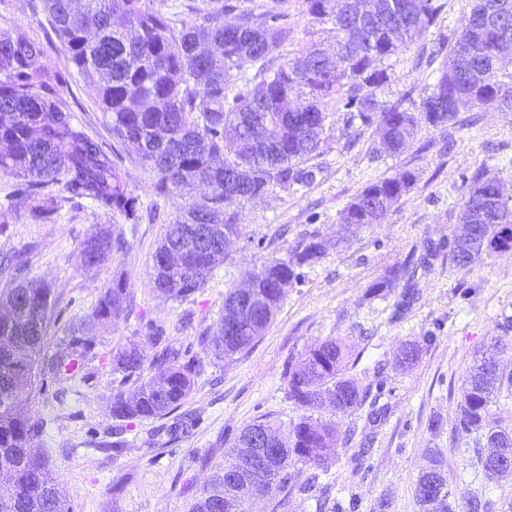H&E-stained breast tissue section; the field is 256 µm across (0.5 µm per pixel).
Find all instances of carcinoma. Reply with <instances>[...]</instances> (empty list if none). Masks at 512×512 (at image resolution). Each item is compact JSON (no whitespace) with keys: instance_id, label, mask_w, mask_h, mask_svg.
<instances>
[{"instance_id":"cac0c4a2","label":"carcinoma","mask_w":512,"mask_h":512,"mask_svg":"<svg viewBox=\"0 0 512 512\" xmlns=\"http://www.w3.org/2000/svg\"><path fill=\"white\" fill-rule=\"evenodd\" d=\"M195 19L185 20L153 6V0H43L53 31L82 76L113 135L139 147L152 175L158 199L183 196L197 185L209 193L193 200L167 225L153 254L152 291L180 300L203 291L215 269L227 259L224 228L242 234L238 214L226 203L248 201L275 187L297 190L310 186L316 172L309 166L320 148L325 103L336 99L345 124L358 135L372 126L389 153L400 154L415 139L419 123L438 128L456 119L460 106L483 107L496 100L512 109V74L505 76L499 57L512 46V0H470L460 25L432 42L428 63L442 58L433 82L418 107L404 100H381L394 75L397 59L437 25V0H375L374 11L362 0H308L309 12L337 32L336 62L310 47L276 65L290 31L283 16H255L242 11L235 21L231 0H202ZM220 45L214 53L209 46ZM41 43L24 32L0 26V173L21 181L16 196L41 200L42 218L58 214L61 191L89 201L91 208L116 213L135 225L143 219L138 196L128 188L121 168L91 138L69 109L52 96L58 77L44 62ZM258 68L261 80L242 75ZM466 188L458 224L448 239L429 252L448 251V259L465 268L475 257L512 254V200L501 195L499 181L482 164L461 175ZM419 180L414 170L366 184L339 211L341 240L368 224H381L410 194ZM127 248L123 235L101 229L79 243L83 264L94 270ZM326 245L305 233L286 258L262 265L251 294L253 307L241 320L236 307L244 300L239 289L224 295V314L214 330L200 336L202 349L216 359L249 349L269 328L286 289L300 278L298 269L317 261ZM418 264L409 258L392 267L384 282H402L410 289ZM52 308L51 288L29 276L28 259L15 258L9 288L0 294V512H72L69 495L49 479L42 455L32 442L43 423L26 412L36 380L51 374L65 383L83 370L89 345L75 340L46 359L42 355ZM134 300L120 276L99 296L90 314L92 324L107 326L133 312ZM159 325L149 336L159 348L148 381L112 396V418L123 422L162 419L180 409L193 386L195 369L186 353L174 347ZM488 349L493 357L474 360L466 370L457 404L455 431L481 433L480 462L498 478L512 471L497 468L499 450L512 448V430L495 425V391L512 384L495 356L512 350V339L496 336ZM423 348L406 341L399 363L411 371ZM358 358L339 339L329 338L288 362L287 394L303 414L289 423L257 421L245 427L224 462L214 467L191 512H224V493L249 476L255 496L297 491L316 501L319 512L336 509L319 477L328 474L326 450L339 439L335 419L393 392L386 388L382 365L374 382L363 386L350 375ZM112 369L126 377H142L143 349L136 341L117 348ZM273 429L277 456L264 470L243 469L256 449L247 435ZM444 478L437 451L415 481L422 512H488L478 497L450 501L451 492L428 498L429 477Z\"/></svg>"}]
</instances>
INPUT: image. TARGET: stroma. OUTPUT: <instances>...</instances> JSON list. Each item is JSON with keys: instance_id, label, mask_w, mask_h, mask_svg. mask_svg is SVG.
Segmentation results:
<instances>
[{"instance_id": "stroma-1", "label": "stroma", "mask_w": 512, "mask_h": 512, "mask_svg": "<svg viewBox=\"0 0 512 512\" xmlns=\"http://www.w3.org/2000/svg\"><path fill=\"white\" fill-rule=\"evenodd\" d=\"M242 10L284 15L291 37L282 48L291 55L317 44L334 53L336 30L315 21L306 0H236ZM0 24L18 28L43 44L48 68L56 72V97L80 117L88 135L117 154L129 188L151 203V175L136 148L112 134L82 77L59 43L41 0H0ZM429 69L417 50L402 55L394 81L383 97L409 94L421 100ZM324 142L312 157L320 172L310 187L275 188L251 201L233 202L242 236L232 254L214 272L202 292L183 300L165 299L151 290L152 256L167 224L187 205L172 196L155 221H142L128 249L114 253L97 270L85 269L79 244L105 226L128 230L123 216L91 209L75 198L63 202L54 222L42 220L33 203L17 201V180L0 174V290L8 282L12 257L28 251L30 275L52 290L45 355L72 339L89 340L81 375L61 384L41 377L28 401L31 418L45 425L36 444L49 476L70 495L72 512H188L213 467L223 461L242 429L261 419L282 422L299 409L286 395L288 362L328 338H339L359 353L355 377L375 361L393 393L388 419L376 430L366 425V409L341 417L348 442L331 450V497L356 502L355 512H376V500L388 495L391 512H419L414 481L430 449H438L451 495L473 496L490 504L489 512H512V484L489 476L478 459V435L454 436L462 381L477 351L501 335L512 318V255L482 258L458 268L447 256L419 270L415 304L394 319L400 284L380 287L391 267L422 254L428 242L446 239L458 222L465 189L461 174L487 164L505 196L512 197V111L465 107L453 125L419 130L398 155L385 152L375 130L352 138L335 103L325 107ZM411 169L419 180L384 223L338 243V211L364 185ZM317 233L327 249L303 267L301 282L287 289L269 329L245 353L225 360L202 351L198 338L224 311V294L245 274L271 258H284L296 238ZM123 276L135 301L132 314L107 327L89 328L92 308L115 276ZM163 325L169 341L188 350L197 371L183 407L163 419L132 423L113 419L112 396L124 379L112 370V351L134 340L146 357L155 349L149 324ZM425 341L421 360L404 372L395 365L402 341Z\"/></svg>"}]
</instances>
